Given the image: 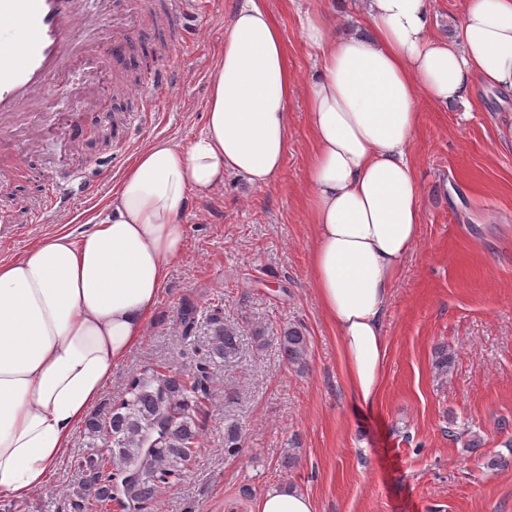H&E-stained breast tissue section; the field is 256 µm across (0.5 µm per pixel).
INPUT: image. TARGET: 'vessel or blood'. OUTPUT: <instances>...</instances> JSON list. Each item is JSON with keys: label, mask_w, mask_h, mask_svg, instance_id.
<instances>
[{"label": "vessel or blood", "mask_w": 512, "mask_h": 512, "mask_svg": "<svg viewBox=\"0 0 512 512\" xmlns=\"http://www.w3.org/2000/svg\"><path fill=\"white\" fill-rule=\"evenodd\" d=\"M0 0V159L16 156L12 141L20 114L37 118L50 88L73 92L72 63L84 57L128 55L139 36V0Z\"/></svg>", "instance_id": "obj_1"}]
</instances>
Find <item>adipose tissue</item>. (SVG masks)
Wrapping results in <instances>:
<instances>
[{
  "instance_id": "1",
  "label": "adipose tissue",
  "mask_w": 512,
  "mask_h": 512,
  "mask_svg": "<svg viewBox=\"0 0 512 512\" xmlns=\"http://www.w3.org/2000/svg\"><path fill=\"white\" fill-rule=\"evenodd\" d=\"M371 32L301 19L316 54L306 102L313 148L306 197L310 286L336 332L347 391L379 393L385 322L420 240L421 185L411 159L420 97L465 102L474 81L512 91V0H464L455 34L433 36L430 0H356ZM297 79L263 0H237L188 146L151 142L80 237L57 232L0 260V496L47 484L75 429L141 341L171 265L187 247L190 197L226 174L253 188L282 171Z\"/></svg>"
}]
</instances>
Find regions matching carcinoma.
Listing matches in <instances>:
<instances>
[{
    "instance_id": "carcinoma-1",
    "label": "carcinoma",
    "mask_w": 512,
    "mask_h": 512,
    "mask_svg": "<svg viewBox=\"0 0 512 512\" xmlns=\"http://www.w3.org/2000/svg\"><path fill=\"white\" fill-rule=\"evenodd\" d=\"M124 119L122 111L109 115L99 130L100 146L110 145L114 127ZM198 314L192 303L181 307L178 319L184 335H190ZM208 320L207 350L192 370L146 366L128 378L106 413L85 421L90 437L102 438L104 447L78 462L82 477L70 494L73 512L112 502L123 512H150L158 494L182 479L206 427L214 366L234 361L240 349L239 332L224 323L220 312ZM276 342L286 362L306 366L310 341L302 328H283ZM239 448V428L231 424L224 432V453L233 456Z\"/></svg>"
}]
</instances>
